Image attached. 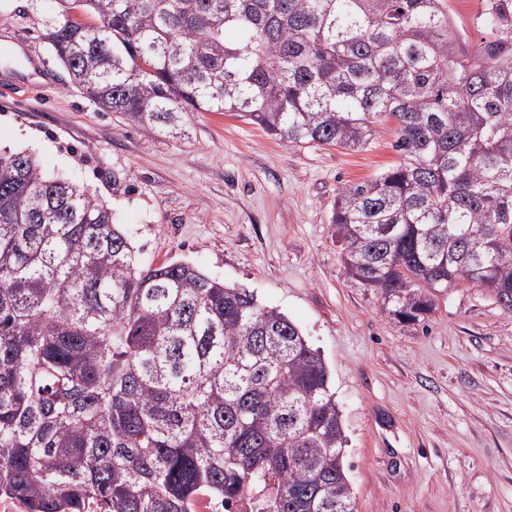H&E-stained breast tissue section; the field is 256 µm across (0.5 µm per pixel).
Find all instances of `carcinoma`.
Returning a JSON list of instances; mask_svg holds the SVG:
<instances>
[{"mask_svg":"<svg viewBox=\"0 0 512 512\" xmlns=\"http://www.w3.org/2000/svg\"><path fill=\"white\" fill-rule=\"evenodd\" d=\"M43 38L104 112H231L292 147L402 161L336 196L347 272L416 321L457 282L512 302V0L473 45L442 0H52ZM328 367L189 261L140 265L105 201L0 147V497L27 512H356Z\"/></svg>","mask_w":512,"mask_h":512,"instance_id":"obj_1","label":"carcinoma"}]
</instances>
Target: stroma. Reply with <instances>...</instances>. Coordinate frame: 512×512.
Here are the masks:
<instances>
[{"label":"stroma","instance_id":"1","mask_svg":"<svg viewBox=\"0 0 512 512\" xmlns=\"http://www.w3.org/2000/svg\"><path fill=\"white\" fill-rule=\"evenodd\" d=\"M43 19L0 0V145L96 192L143 265L190 261L288 315L329 368L357 512H512V313L459 283L398 320L347 274L330 222L344 185L399 162L393 124L359 151L217 112L168 138L85 99Z\"/></svg>","mask_w":512,"mask_h":512}]
</instances>
